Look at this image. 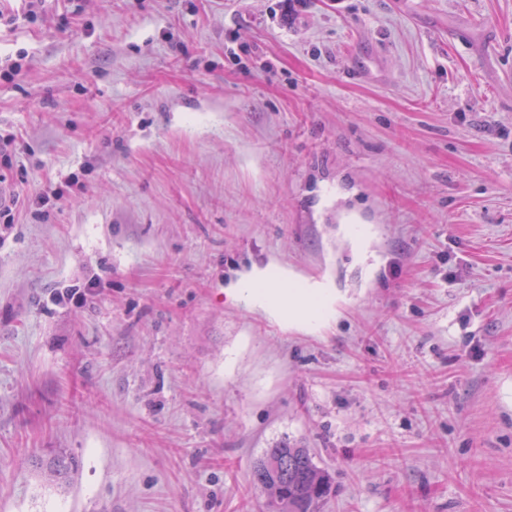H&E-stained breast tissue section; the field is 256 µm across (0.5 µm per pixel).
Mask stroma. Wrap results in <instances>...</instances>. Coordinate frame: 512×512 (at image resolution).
<instances>
[{"label":"stroma","instance_id":"obj_1","mask_svg":"<svg viewBox=\"0 0 512 512\" xmlns=\"http://www.w3.org/2000/svg\"><path fill=\"white\" fill-rule=\"evenodd\" d=\"M25 7L0 512H264L284 444L320 512H512V0ZM256 268L322 324L239 299ZM254 482L266 495L269 512H315L332 492L330 475L306 448H270L254 467Z\"/></svg>","mask_w":512,"mask_h":512}]
</instances>
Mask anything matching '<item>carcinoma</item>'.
<instances>
[{
    "label": "carcinoma",
    "mask_w": 512,
    "mask_h": 512,
    "mask_svg": "<svg viewBox=\"0 0 512 512\" xmlns=\"http://www.w3.org/2000/svg\"><path fill=\"white\" fill-rule=\"evenodd\" d=\"M46 467L62 478L75 469L76 461L60 451ZM254 482L266 495L267 512H316L332 492L330 475L313 463L309 451L286 444L267 450L254 467Z\"/></svg>",
    "instance_id": "carcinoma-1"
}]
</instances>
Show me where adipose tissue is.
<instances>
[{
	"instance_id": "1",
	"label": "adipose tissue",
	"mask_w": 512,
	"mask_h": 512,
	"mask_svg": "<svg viewBox=\"0 0 512 512\" xmlns=\"http://www.w3.org/2000/svg\"><path fill=\"white\" fill-rule=\"evenodd\" d=\"M236 292L245 301L261 304L272 313L297 315L311 327L322 321L328 301L320 290L304 295L294 288L271 287L270 276L264 270H256L246 276L237 285Z\"/></svg>"
}]
</instances>
